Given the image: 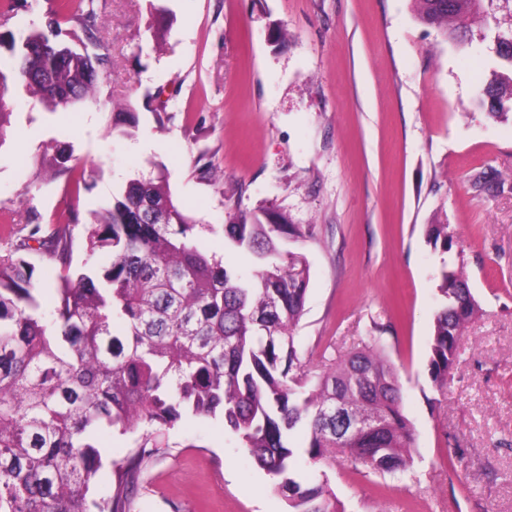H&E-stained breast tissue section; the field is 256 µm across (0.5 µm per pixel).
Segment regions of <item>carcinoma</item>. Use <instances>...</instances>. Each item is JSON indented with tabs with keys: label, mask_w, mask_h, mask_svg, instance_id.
I'll list each match as a JSON object with an SVG mask.
<instances>
[{
	"label": "carcinoma",
	"mask_w": 512,
	"mask_h": 512,
	"mask_svg": "<svg viewBox=\"0 0 512 512\" xmlns=\"http://www.w3.org/2000/svg\"><path fill=\"white\" fill-rule=\"evenodd\" d=\"M418 19L454 40L473 38L464 20L474 0H414ZM47 28L0 32V118L9 85L20 83L55 111L94 94L105 54L92 56L93 0H55ZM74 21L80 31L62 28ZM68 40L61 39V36ZM496 54L512 66V25ZM488 116L509 119L512 76L484 88ZM71 150L44 164L76 196L91 189ZM196 220L174 202L163 175L129 180L88 229L94 270L72 267L69 226L29 240L58 262L52 317L39 299L40 271L22 255H0V512H130L144 465L170 448L185 416L221 418L273 480L289 512H342L326 469L340 454L379 474L405 470L414 427L401 403L396 367L372 339L315 366L302 361L295 331L310 282L306 256L288 249L309 228L282 212L229 216L224 238L250 257L245 277L196 243ZM429 244L453 251L447 224L426 226ZM429 377L443 395L458 359V336L479 312L463 251L443 265ZM342 404L367 426L327 421ZM138 434L100 499L89 498L102 467L97 434ZM314 474L302 480L298 454Z\"/></svg>",
	"instance_id": "cac0c4a2"
}]
</instances>
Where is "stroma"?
<instances>
[{"label":"stroma","instance_id":"stroma-1","mask_svg":"<svg viewBox=\"0 0 512 512\" xmlns=\"http://www.w3.org/2000/svg\"><path fill=\"white\" fill-rule=\"evenodd\" d=\"M97 53L110 65L93 98L48 112L10 86L0 146V252L31 219L68 222L74 265L85 227L130 178L165 170L197 243L247 275L224 242L238 210L312 225L296 334L310 363L374 337L399 371L417 447L407 470L328 469L343 512H512V123L480 108L505 66L492 40H444L413 0H95ZM285 40L274 41L275 28ZM138 128L114 131L115 105ZM69 146L93 182L73 196L42 168ZM487 177L476 192L472 181ZM449 225L481 311L458 338L438 396L428 375ZM441 398L434 406L433 398ZM141 476L132 512H288L272 480L219 419L183 418ZM426 238L434 249L440 248L442 253H451L455 245L454 233L446 224H430L427 225Z\"/></svg>","mask_w":512,"mask_h":512}]
</instances>
